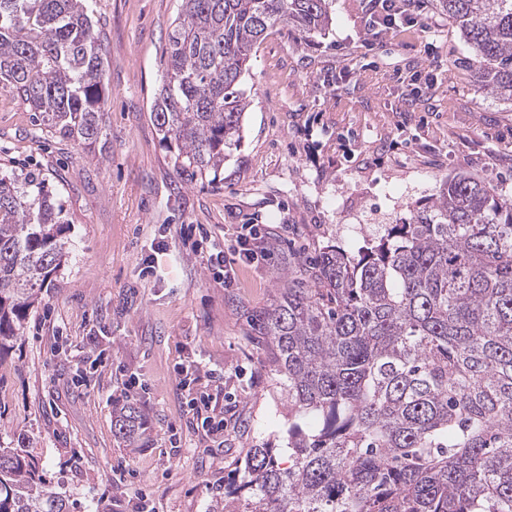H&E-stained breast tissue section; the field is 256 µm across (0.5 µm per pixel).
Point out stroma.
<instances>
[{
	"mask_svg": "<svg viewBox=\"0 0 512 512\" xmlns=\"http://www.w3.org/2000/svg\"><path fill=\"white\" fill-rule=\"evenodd\" d=\"M105 51L103 128L84 149L0 89V171L33 169L69 219L71 254L0 352V445L21 447L70 512H213L249 449L282 446L288 403L259 316L291 255H357L469 174L512 199V103L477 81L471 47L426 0L374 33L369 0H333L323 32L276 26L241 87L240 148L213 181L177 174L150 113L182 0H90ZM420 73L418 104L399 76ZM232 224L273 230L267 261L225 287L192 251ZM224 374L222 442L190 423L177 364ZM143 388L130 392L129 375ZM136 403L150 434L112 433Z\"/></svg>",
	"mask_w": 512,
	"mask_h": 512,
	"instance_id": "obj_1",
	"label": "stroma"
}]
</instances>
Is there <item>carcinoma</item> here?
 Wrapping results in <instances>:
<instances>
[{
  "instance_id": "cac0c4a2",
  "label": "carcinoma",
  "mask_w": 512,
  "mask_h": 512,
  "mask_svg": "<svg viewBox=\"0 0 512 512\" xmlns=\"http://www.w3.org/2000/svg\"><path fill=\"white\" fill-rule=\"evenodd\" d=\"M89 0H0V88L62 138L102 134L105 54ZM512 101V0H431ZM329 0H182L151 110L176 172L218 177L243 136L240 88L277 24L325 30ZM68 220L36 171L0 173V352L68 261ZM286 269L260 326L288 398L287 446L252 448L224 512H512V201L457 174L353 258ZM131 448L134 403L112 420ZM288 462H283V454ZM0 512H69L32 458L0 447Z\"/></svg>"
}]
</instances>
